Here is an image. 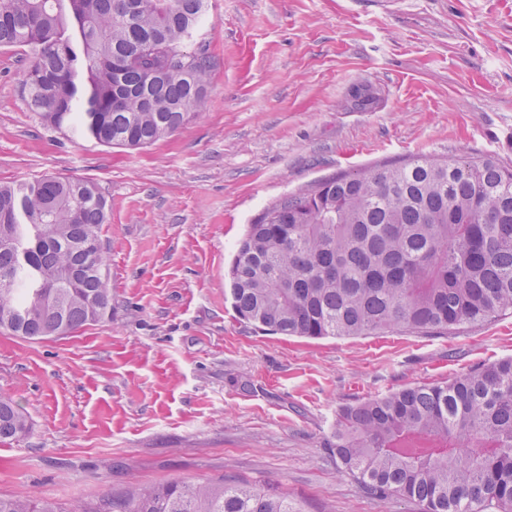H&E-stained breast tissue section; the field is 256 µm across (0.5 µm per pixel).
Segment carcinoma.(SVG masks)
Returning a JSON list of instances; mask_svg holds the SVG:
<instances>
[{"instance_id": "obj_1", "label": "carcinoma", "mask_w": 512, "mask_h": 512, "mask_svg": "<svg viewBox=\"0 0 512 512\" xmlns=\"http://www.w3.org/2000/svg\"><path fill=\"white\" fill-rule=\"evenodd\" d=\"M207 0H0V47L31 46L28 104L104 145L137 148L201 111L212 58L184 48ZM192 61L184 65L181 57ZM106 219L87 181L0 185V327L28 339L99 320L111 300ZM238 315L307 338L446 336L512 314V169L486 157L416 158L341 174L250 225L229 270ZM28 430L0 398V441ZM344 471L371 499L420 512H512V358L442 384L346 406ZM0 512H71L25 492ZM78 512H301L248 482L170 481L84 502Z\"/></svg>"}]
</instances>
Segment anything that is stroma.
I'll list each match as a JSON object with an SVG mask.
<instances>
[{"label":"stroma","mask_w":512,"mask_h":512,"mask_svg":"<svg viewBox=\"0 0 512 512\" xmlns=\"http://www.w3.org/2000/svg\"><path fill=\"white\" fill-rule=\"evenodd\" d=\"M198 39L203 111L142 148L47 125L26 101L33 48L0 47V183L93 182L112 288L69 335L0 328V395L29 423L0 443V495L74 510L221 477L302 512H419L343 472L338 413L512 357V315L449 336L273 335L235 312L228 270L249 224L336 175L421 156L512 167V0H209Z\"/></svg>","instance_id":"obj_1"}]
</instances>
